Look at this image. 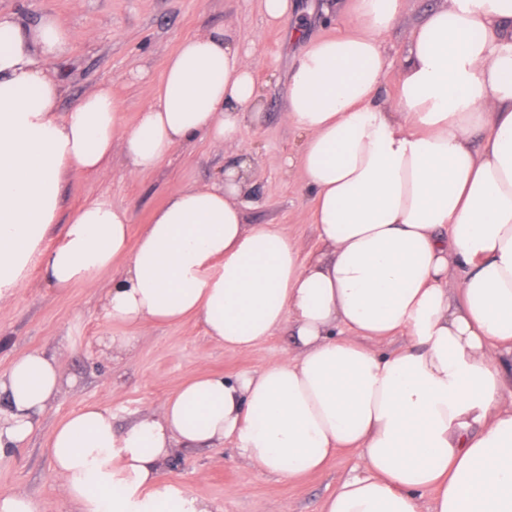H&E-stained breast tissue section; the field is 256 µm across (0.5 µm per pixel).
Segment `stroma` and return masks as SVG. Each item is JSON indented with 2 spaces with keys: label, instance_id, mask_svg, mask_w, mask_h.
Returning a JSON list of instances; mask_svg holds the SVG:
<instances>
[{
  "label": "stroma",
  "instance_id": "stroma-1",
  "mask_svg": "<svg viewBox=\"0 0 512 512\" xmlns=\"http://www.w3.org/2000/svg\"><path fill=\"white\" fill-rule=\"evenodd\" d=\"M292 20L306 29L305 40L327 37L352 27L356 18L350 0L339 10L323 13L325 0H293ZM441 0H405L404 25L384 44L391 65L386 73L390 94H397L399 60L407 48L406 28ZM0 12H15L35 25L46 12L58 14L75 35L70 57L57 67L66 90L61 111H69L100 83L111 84L126 126L160 80L168 58L187 37L233 23L244 42L258 51L256 79L264 100L258 124L238 144L221 149L199 139L174 149L155 170L129 176L123 155L113 150L108 166L95 173L71 169L65 177L60 222L45 244L54 247L68 222L86 202L104 199L131 216L130 235L139 237L153 213L179 187L202 186L249 154L254 165L257 206L246 209L250 224H275L297 244L301 257L323 252L310 222L312 195L299 169L283 173L279 158L294 154L298 138L284 119L288 83L305 40L292 39L287 28L268 26L260 0H0ZM115 264L96 285L79 284L59 292L46 287L42 268H33L27 287L0 300V372L24 351L55 354L67 383L25 448L0 463V494L23 490L39 512H70L53 473L48 448L54 427L83 406L95 404L112 413L116 427L151 413L184 383L201 374L235 379L279 359L288 346L287 332L246 351L224 348L206 336L203 325L189 319L135 332L109 323L103 316L102 294ZM137 336L134 348L112 360L100 353L111 336ZM357 452L340 451L323 470L297 481L265 474L244 458L232 442L178 452L163 472L165 483L218 507L220 512H273L283 502L289 512H319L323 500L345 479L364 475Z\"/></svg>",
  "mask_w": 512,
  "mask_h": 512
}]
</instances>
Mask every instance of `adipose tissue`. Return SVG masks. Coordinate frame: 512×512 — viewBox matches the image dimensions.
Returning a JSON list of instances; mask_svg holds the SVG:
<instances>
[{
  "label": "adipose tissue",
  "mask_w": 512,
  "mask_h": 512,
  "mask_svg": "<svg viewBox=\"0 0 512 512\" xmlns=\"http://www.w3.org/2000/svg\"><path fill=\"white\" fill-rule=\"evenodd\" d=\"M356 13L306 45L288 85L299 147L280 167L303 172L326 247L308 259L278 225L246 223V155L217 182L173 190L137 241L126 209L94 200L46 248L70 169L100 170L117 147L137 175L200 137L238 142L263 110L254 51L229 27L184 39L129 128L108 84L60 112L54 66L74 43L62 18L0 13V299L37 266L63 291L121 259L109 322L195 317L231 350L288 332L278 360L198 376L123 428L96 405L59 423L50 455L73 512H213L161 477L180 447L227 440L283 480L358 451L365 476L322 512H512V0L430 8L394 98L383 42L404 0H357ZM398 336L406 346L391 349ZM63 384L38 351L0 373V461Z\"/></svg>",
  "instance_id": "ef3b65f1"
}]
</instances>
